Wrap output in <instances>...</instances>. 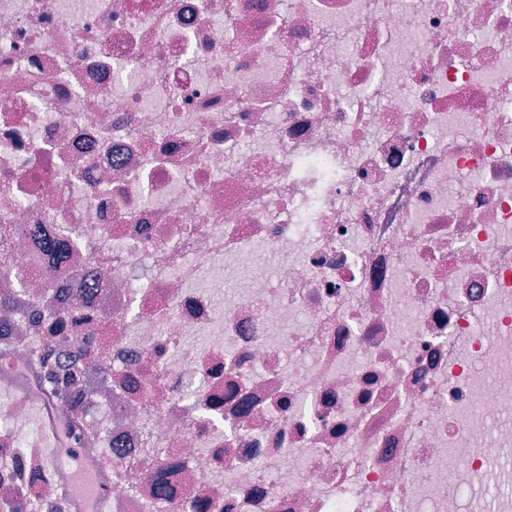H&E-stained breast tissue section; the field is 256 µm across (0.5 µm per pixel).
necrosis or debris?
<instances>
[{"label":"necrosis or debris","mask_w":512,"mask_h":512,"mask_svg":"<svg viewBox=\"0 0 512 512\" xmlns=\"http://www.w3.org/2000/svg\"><path fill=\"white\" fill-rule=\"evenodd\" d=\"M0 224V512H512V0H0Z\"/></svg>","instance_id":"necrosis-or-debris-1"}]
</instances>
